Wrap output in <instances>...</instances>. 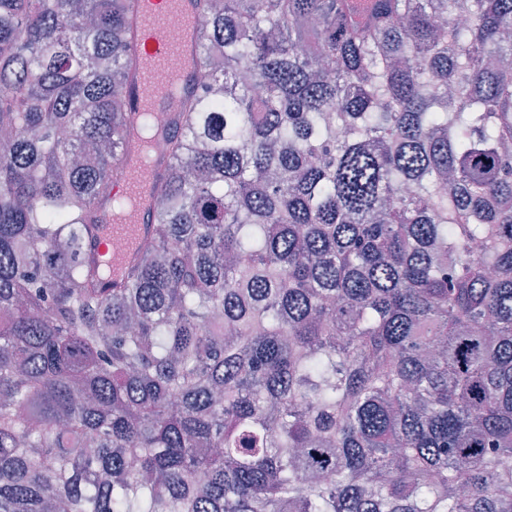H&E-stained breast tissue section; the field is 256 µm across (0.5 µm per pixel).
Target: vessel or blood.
<instances>
[{
    "mask_svg": "<svg viewBox=\"0 0 512 512\" xmlns=\"http://www.w3.org/2000/svg\"><path fill=\"white\" fill-rule=\"evenodd\" d=\"M199 39L196 0H132L130 57L134 106L129 112L128 131L118 161L120 175L115 194L134 199L133 208L113 215L110 224L99 232V253L108 257L111 277L138 260V245L151 231L154 207L153 188L164 166L160 156L144 161L139 133L142 117L147 113L177 110V98L156 86L157 71L167 70L179 77L180 89L196 81ZM123 241L115 250V241Z\"/></svg>",
    "mask_w": 512,
    "mask_h": 512,
    "instance_id": "1",
    "label": "vessel or blood"
}]
</instances>
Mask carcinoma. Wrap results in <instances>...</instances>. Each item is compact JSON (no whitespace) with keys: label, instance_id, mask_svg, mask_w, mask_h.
Segmentation results:
<instances>
[{"label":"carcinoma","instance_id":"obj_1","mask_svg":"<svg viewBox=\"0 0 512 512\" xmlns=\"http://www.w3.org/2000/svg\"><path fill=\"white\" fill-rule=\"evenodd\" d=\"M198 8L103 288L130 0H0V512H512V0Z\"/></svg>","mask_w":512,"mask_h":512}]
</instances>
